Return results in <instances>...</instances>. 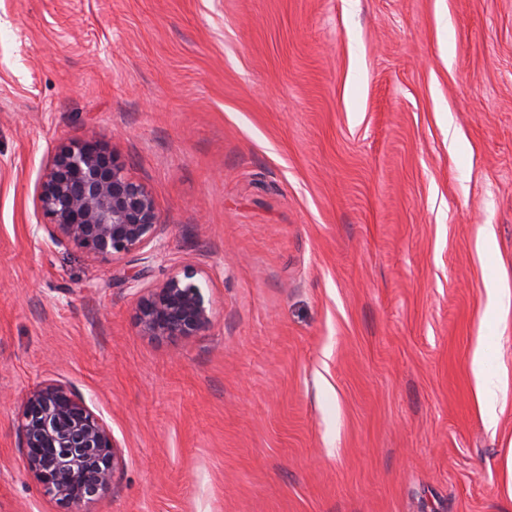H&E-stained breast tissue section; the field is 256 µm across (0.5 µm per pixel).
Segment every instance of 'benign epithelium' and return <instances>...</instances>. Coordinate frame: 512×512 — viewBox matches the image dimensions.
Masks as SVG:
<instances>
[{
	"label": "benign epithelium",
	"mask_w": 512,
	"mask_h": 512,
	"mask_svg": "<svg viewBox=\"0 0 512 512\" xmlns=\"http://www.w3.org/2000/svg\"><path fill=\"white\" fill-rule=\"evenodd\" d=\"M37 200L56 244L74 245L94 259L135 252L155 259L162 251L161 217L151 193L94 141H74L54 155ZM207 288L209 281L186 265L158 286L136 292L142 331L156 338L200 335L214 317ZM19 431L26 467L63 512H83L106 493L122 462L102 417L63 384L26 396Z\"/></svg>",
	"instance_id": "1"
}]
</instances>
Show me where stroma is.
Segmentation results:
<instances>
[{
  "mask_svg": "<svg viewBox=\"0 0 512 512\" xmlns=\"http://www.w3.org/2000/svg\"><path fill=\"white\" fill-rule=\"evenodd\" d=\"M75 140L152 194L161 259L50 241L38 187ZM188 264L212 326L146 335L134 285ZM494 286L512 0H0V512H58L19 432L51 382L122 450L86 512H512ZM486 350L484 344L479 341L473 351V368L475 374V392L478 402L482 404L492 418L491 408L494 404L499 386L492 377L485 376Z\"/></svg>",
  "mask_w": 512,
  "mask_h": 512,
  "instance_id": "1",
  "label": "stroma"
}]
</instances>
